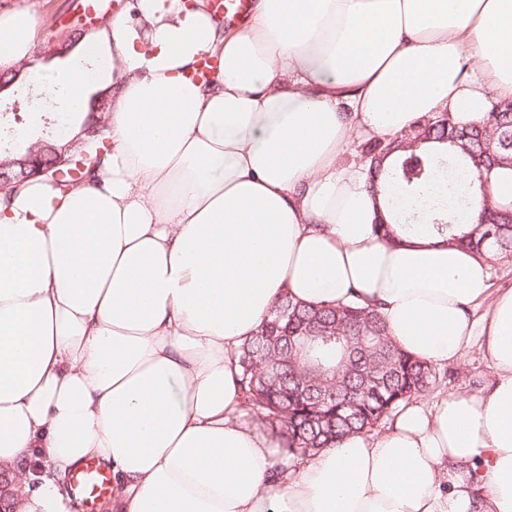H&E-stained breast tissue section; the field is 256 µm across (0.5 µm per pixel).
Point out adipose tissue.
<instances>
[{
	"instance_id": "obj_1",
	"label": "adipose tissue",
	"mask_w": 512,
	"mask_h": 512,
	"mask_svg": "<svg viewBox=\"0 0 512 512\" xmlns=\"http://www.w3.org/2000/svg\"><path fill=\"white\" fill-rule=\"evenodd\" d=\"M135 7L99 33L96 176L0 190V472L46 471L16 512H71L60 481L89 458L112 512H512V289L430 222L376 232L387 194L339 165L352 135L480 119L487 87L512 100V0H251L238 29L207 0ZM39 29L0 13L1 70ZM284 294L378 305L432 364L479 346L494 380L286 468L237 383Z\"/></svg>"
}]
</instances>
